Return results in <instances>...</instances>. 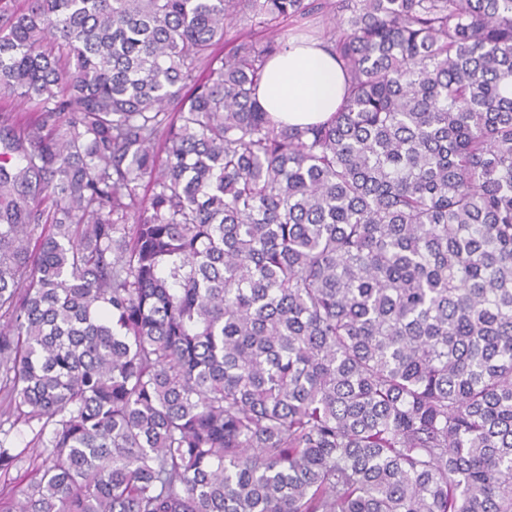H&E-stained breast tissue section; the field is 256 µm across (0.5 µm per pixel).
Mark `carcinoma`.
Masks as SVG:
<instances>
[{"instance_id":"carcinoma-1","label":"carcinoma","mask_w":512,"mask_h":512,"mask_svg":"<svg viewBox=\"0 0 512 512\" xmlns=\"http://www.w3.org/2000/svg\"><path fill=\"white\" fill-rule=\"evenodd\" d=\"M25 2L0 512H512V0ZM319 16L342 102L278 124ZM324 18L285 26L279 35L288 47L265 66L259 89L264 109L276 121L294 127L326 122L344 95V77L334 57L320 42L288 44L292 39L317 40Z\"/></svg>"}]
</instances>
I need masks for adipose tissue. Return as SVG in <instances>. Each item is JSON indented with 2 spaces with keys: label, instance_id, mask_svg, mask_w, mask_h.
Masks as SVG:
<instances>
[{
  "label": "adipose tissue",
  "instance_id": "obj_1",
  "mask_svg": "<svg viewBox=\"0 0 512 512\" xmlns=\"http://www.w3.org/2000/svg\"><path fill=\"white\" fill-rule=\"evenodd\" d=\"M344 87L340 67L321 43H292L266 64L259 99L274 120L303 127L329 120Z\"/></svg>",
  "mask_w": 512,
  "mask_h": 512
}]
</instances>
